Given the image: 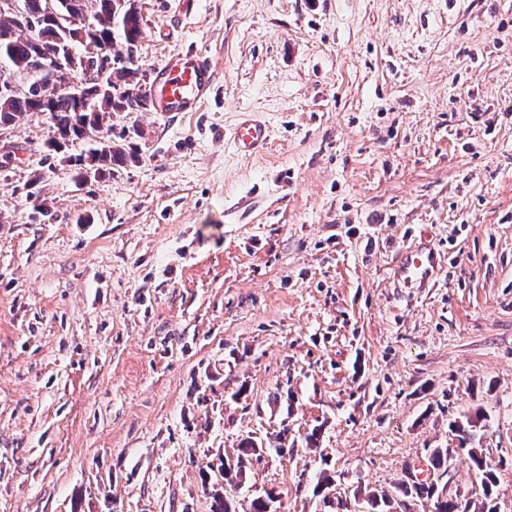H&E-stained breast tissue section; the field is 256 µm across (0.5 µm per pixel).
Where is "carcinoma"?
<instances>
[{"label":"carcinoma","instance_id":"obj_1","mask_svg":"<svg viewBox=\"0 0 512 512\" xmlns=\"http://www.w3.org/2000/svg\"><path fill=\"white\" fill-rule=\"evenodd\" d=\"M81 0H27L29 14L33 23L24 26L9 16L0 15V65L6 64L21 76L30 75L35 68L38 54L53 49L61 39L70 40L77 50H82L83 42L95 44L96 48L112 62V68L105 78L106 90L101 91L94 85L85 87L79 95L67 90H55L50 87L49 76H36L34 88L27 94L16 98L0 96V126L12 124L16 118L27 114L45 113L49 116L54 129V137L48 143V149L55 152L69 141L82 140L87 131L101 133L86 154L76 163V178L87 181L112 170L114 165H122L137 159L126 150L124 145L112 141L103 135L104 117L114 112H141L150 106V86L144 81L145 73L136 64L139 42L143 38L144 17L141 12L129 6L120 20L112 19L107 2L98 0L99 8L89 26L77 25L69 34L58 30L56 24L47 16V6L56 10L73 7ZM263 445L249 438L242 444V455L236 465L221 468V478L237 483L245 480L249 457L260 456ZM470 467L480 475L484 501L480 512H496L490 504L493 473L487 464L483 449H468ZM446 448L430 450L429 462L435 478L439 479L448 472L450 461ZM399 491L411 502L404 503L402 512H414L413 501L434 500V512H471L473 502L461 500L459 495L442 496L433 492L426 483L407 482Z\"/></svg>","mask_w":512,"mask_h":512}]
</instances>
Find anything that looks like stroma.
Masks as SVG:
<instances>
[{"mask_svg":"<svg viewBox=\"0 0 512 512\" xmlns=\"http://www.w3.org/2000/svg\"><path fill=\"white\" fill-rule=\"evenodd\" d=\"M138 8L146 74L213 55L200 111L112 113L138 159L85 183L86 141L0 128V512H211L219 487L324 512L319 475L394 497L432 448L478 502L451 428L477 411L512 512V0ZM246 112L258 157L227 142ZM420 242L435 277L394 284ZM241 447L242 448H240V449H241L242 455L238 456L236 465L235 466H231V465L225 466V464H224V467L221 468V470H220L221 478L224 481L233 482L235 480V482H237L238 485L243 480H245L246 467H247V463L249 462L248 457H250V456L258 457L261 455V452L263 451L262 442L259 445L258 442H256L252 438H248L247 440H245V442H243Z\"/></svg>","mask_w":512,"mask_h":512,"instance_id":"1","label":"stroma"}]
</instances>
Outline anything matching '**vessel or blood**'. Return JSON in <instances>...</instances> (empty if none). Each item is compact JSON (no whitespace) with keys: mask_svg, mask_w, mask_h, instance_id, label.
Returning <instances> with one entry per match:
<instances>
[{"mask_svg":"<svg viewBox=\"0 0 512 512\" xmlns=\"http://www.w3.org/2000/svg\"><path fill=\"white\" fill-rule=\"evenodd\" d=\"M218 79L212 56L205 52L170 55L155 70L150 99L157 112H196L209 100ZM231 143L238 154L251 156L262 151L269 140L266 123L241 119L231 132ZM438 268V254L429 247L402 251L392 269L397 284H424Z\"/></svg>","mask_w":512,"mask_h":512,"instance_id":"vessel-or-blood-1","label":"vessel or blood"}]
</instances>
